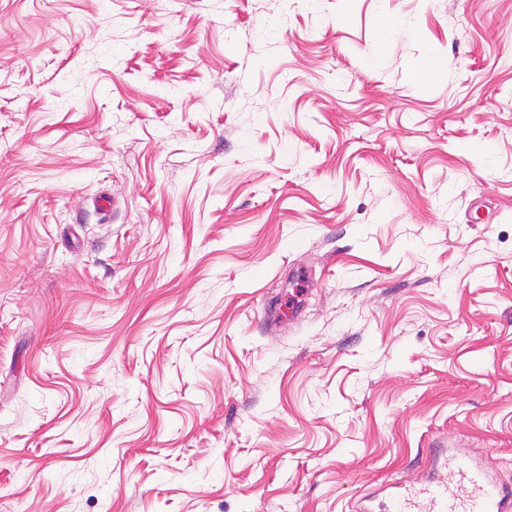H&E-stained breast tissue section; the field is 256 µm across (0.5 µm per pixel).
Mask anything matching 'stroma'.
Masks as SVG:
<instances>
[{
	"label": "stroma",
	"instance_id": "obj_1",
	"mask_svg": "<svg viewBox=\"0 0 512 512\" xmlns=\"http://www.w3.org/2000/svg\"><path fill=\"white\" fill-rule=\"evenodd\" d=\"M432 448L512 484V0H0V512Z\"/></svg>",
	"mask_w": 512,
	"mask_h": 512
}]
</instances>
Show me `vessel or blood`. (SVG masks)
<instances>
[{
    "label": "vessel or blood",
    "instance_id": "b4317fda",
    "mask_svg": "<svg viewBox=\"0 0 512 512\" xmlns=\"http://www.w3.org/2000/svg\"><path fill=\"white\" fill-rule=\"evenodd\" d=\"M385 512H512V487L494 482L473 461L452 455L447 479H433L421 495L387 492Z\"/></svg>",
    "mask_w": 512,
    "mask_h": 512
}]
</instances>
